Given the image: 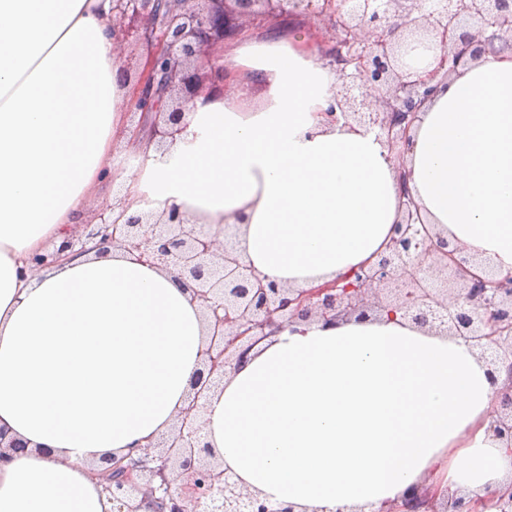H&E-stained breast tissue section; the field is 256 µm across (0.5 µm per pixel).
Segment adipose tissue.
Listing matches in <instances>:
<instances>
[{
	"label": "adipose tissue",
	"mask_w": 512,
	"mask_h": 512,
	"mask_svg": "<svg viewBox=\"0 0 512 512\" xmlns=\"http://www.w3.org/2000/svg\"><path fill=\"white\" fill-rule=\"evenodd\" d=\"M111 0H0V425L31 442L0 462V512H112L100 461L154 443L183 407L207 345L173 273L97 249L20 276L59 247L90 200L183 214L247 264L312 288L385 252L408 189L427 224L512 271V53L442 84L411 127L406 182L375 133L330 122L338 82L307 35L242 30L219 53L226 96L197 102L159 157L120 175L130 90ZM263 102L251 107L255 90ZM462 339L401 313L300 323L257 344L204 401L224 469L270 502L370 512L426 484L475 498L512 479L489 429L505 388ZM133 159L134 157L128 154L126 145L119 144L107 160V166L116 172H123L143 166L144 161H141V158H135L136 161H133Z\"/></svg>",
	"instance_id": "adipose-tissue-1"
}]
</instances>
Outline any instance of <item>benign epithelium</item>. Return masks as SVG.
Segmentation results:
<instances>
[{
  "mask_svg": "<svg viewBox=\"0 0 512 512\" xmlns=\"http://www.w3.org/2000/svg\"><path fill=\"white\" fill-rule=\"evenodd\" d=\"M326 17L335 27L329 52L338 83L333 120L343 117L378 129L405 182L411 125L437 92L434 78L447 79L487 54L496 43L512 42V0H112L113 43L117 52L139 48L140 78L132 87V110L140 113L135 132L150 123L152 136L175 140L186 128V112L196 101L224 93L217 72V50L245 23L278 15ZM436 63L420 75L421 63ZM367 74L380 93L379 109L365 111L355 93ZM401 217L386 252L357 268L349 281L308 291L280 287L257 273L240 251L215 242L202 225L192 224L171 207L153 218L133 215L119 224L106 218L116 205H100L99 224L86 225L84 237H69L55 253L32 259L37 271L63 254L78 255L86 245L112 246L134 260L175 274L207 313L208 347L192 394L176 423L161 440L142 449L118 478L104 479L105 491L119 503L117 512H297V506L272 504L250 492L222 468L205 440L200 399L227 368L269 334L298 320L325 324L356 315L395 309L421 328L439 330L489 354L512 384V271L470 273L472 257L463 248L431 233L418 206L403 192ZM156 240L151 251L143 239ZM494 435L512 449V394L505 393L490 423ZM28 443L0 426V460L22 453ZM496 512H512V483L492 498ZM375 512H476L475 500L462 494L444 498L424 487L408 491L404 504Z\"/></svg>",
  "mask_w": 512,
  "mask_h": 512,
  "instance_id": "benign-epithelium-1",
  "label": "benign epithelium"
}]
</instances>
